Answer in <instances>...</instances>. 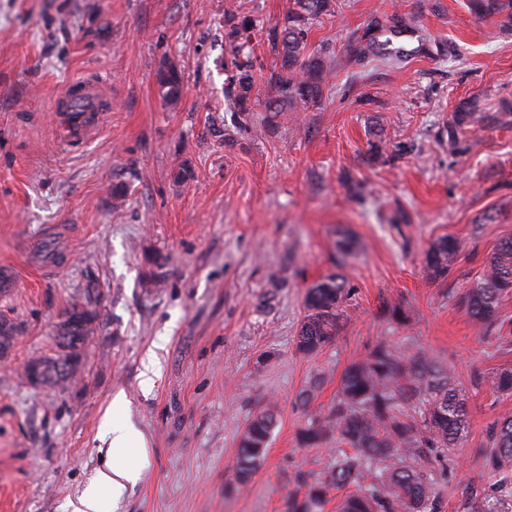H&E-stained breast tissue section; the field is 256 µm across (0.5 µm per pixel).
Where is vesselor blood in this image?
Wrapping results in <instances>:
<instances>
[{
	"mask_svg": "<svg viewBox=\"0 0 512 512\" xmlns=\"http://www.w3.org/2000/svg\"><path fill=\"white\" fill-rule=\"evenodd\" d=\"M75 92L62 109L61 129L66 141H84L99 127V115L108 111L110 100L106 80L74 81Z\"/></svg>",
	"mask_w": 512,
	"mask_h": 512,
	"instance_id": "vessel-or-blood-1",
	"label": "vessel or blood"
}]
</instances>
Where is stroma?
Returning a JSON list of instances; mask_svg holds the SVG:
<instances>
[{
    "label": "stroma",
    "instance_id": "1",
    "mask_svg": "<svg viewBox=\"0 0 512 512\" xmlns=\"http://www.w3.org/2000/svg\"><path fill=\"white\" fill-rule=\"evenodd\" d=\"M236 5L274 95L268 31L293 0H0V318L16 327L0 357V512H70L110 459V419L144 439L138 480L117 499L101 491L115 512H284L332 463L298 443L299 392L319 381L310 410L327 408L344 369L381 343L441 362L466 399L442 512H466L491 482L482 449L512 395L475 378L512 367V345L481 337L460 298L512 237V123L493 118L512 107V29L467 0H333L308 39L328 51L321 100L251 113L238 132L224 110ZM374 12L413 18L398 40L407 62L348 57ZM170 63L187 87L173 106L156 83ZM96 75L112 78V109L88 142H66L56 100ZM463 109L492 118L459 154L448 123ZM344 231L357 251L340 266ZM445 234L464 249L435 281L425 257ZM337 271L352 290L338 335L299 354L307 290ZM77 295L99 315L82 370L32 387L22 369L51 353ZM120 393L129 405L111 412ZM270 401L280 424L266 461L226 490L238 436Z\"/></svg>",
    "mask_w": 512,
    "mask_h": 512
}]
</instances>
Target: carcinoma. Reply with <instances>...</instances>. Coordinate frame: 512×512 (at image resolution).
I'll use <instances>...</instances> for the list:
<instances>
[{"instance_id": "1", "label": "carcinoma", "mask_w": 512, "mask_h": 512, "mask_svg": "<svg viewBox=\"0 0 512 512\" xmlns=\"http://www.w3.org/2000/svg\"><path fill=\"white\" fill-rule=\"evenodd\" d=\"M469 5L486 13L506 12L504 23H512V0H469ZM331 0H294L282 27H273L268 39L277 52L279 66L271 74L275 96L261 100L257 88L248 34L252 19L238 11L224 12V111L245 125L250 112L260 106L267 112L295 111L301 104L322 97L325 60L309 52L312 21L331 14ZM411 30L410 25L386 28L373 17L363 35L349 46L355 62L379 60L388 64L405 61L393 40ZM159 96L167 104L184 94L180 71L171 66L158 74ZM481 112H455L448 135L454 151L464 153L469 141L460 138L481 126ZM464 245L449 235L436 239L426 253L425 264L433 279H446ZM512 292V239L502 241L470 285L461 303L472 321L483 329H504L500 303ZM348 296L344 277L329 275L308 288L307 314L300 328L296 349L305 356L319 353L332 342L339 328L342 304ZM97 313L80 299L72 301L57 324L56 354L33 358L25 365V376L35 369L41 385H59L74 378L90 336L97 326ZM497 393H512V368H501L487 377ZM279 423L276 405L269 403L247 422L238 442L232 482L248 486L261 469L272 434ZM466 406L461 390L444 366L428 355H405L385 344L376 346L365 358L348 365L336 399L324 411L311 414L298 439L305 448L338 446L324 478L304 484L298 498L287 496L285 512H324L330 491L353 487L337 506V512H441L442 490L434 476L431 454L448 464V454L465 436ZM485 455L495 481L490 491L477 493L468 512H503L512 502V415L494 421L488 433Z\"/></svg>"}]
</instances>
